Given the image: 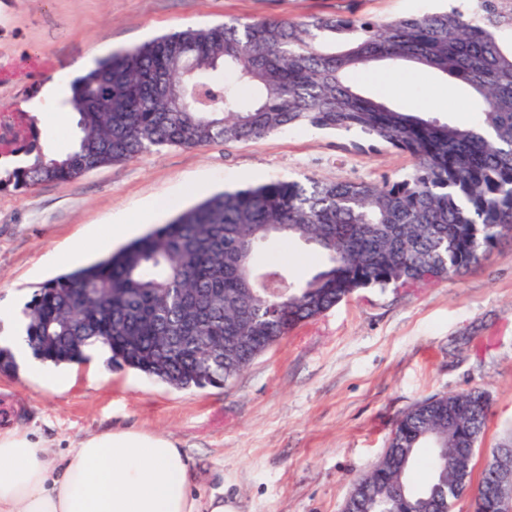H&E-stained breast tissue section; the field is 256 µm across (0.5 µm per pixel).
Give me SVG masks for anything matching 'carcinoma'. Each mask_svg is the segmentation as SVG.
<instances>
[{"label": "carcinoma", "instance_id": "1", "mask_svg": "<svg viewBox=\"0 0 512 512\" xmlns=\"http://www.w3.org/2000/svg\"><path fill=\"white\" fill-rule=\"evenodd\" d=\"M404 17L231 18L165 35L99 61L60 102L78 116L72 151L46 156L34 117L0 163V189L66 182L164 147L260 139L289 127L356 130L412 160L398 180H275L218 193L106 259L61 274L28 302L36 357L81 363L95 344L112 366L177 389L222 385L296 326L360 288L419 287L459 276L512 227V0H473ZM408 61L470 92L480 119L461 126L361 94L350 75ZM235 79L221 77L224 70ZM274 238L302 241L324 267L288 283L277 307L238 268ZM81 336L74 345L70 337ZM228 342L224 361L206 342ZM483 392L431 397L397 421L358 479L362 512H454L472 483L488 416ZM432 449L420 487L412 475Z\"/></svg>", "mask_w": 512, "mask_h": 512}]
</instances>
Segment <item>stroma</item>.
Segmentation results:
<instances>
[{"instance_id":"35a3bbf8","label":"stroma","mask_w":512,"mask_h":512,"mask_svg":"<svg viewBox=\"0 0 512 512\" xmlns=\"http://www.w3.org/2000/svg\"><path fill=\"white\" fill-rule=\"evenodd\" d=\"M441 0H0V112L33 114L40 145L69 151L78 134L45 83L69 82L93 63L186 28L230 18L311 14L398 19ZM363 93L402 112L477 122L464 86L410 66L360 75ZM410 158L355 133L295 127L259 140L168 147L64 183L0 191V307L25 306L68 271L70 245L115 224L138 234L214 192L283 178L379 182ZM308 278L323 262L299 241L255 255ZM480 390L489 416L476 466L512 447V236L463 274L421 288H367L303 324L219 387L175 389L128 368L79 376L67 389L27 370L0 373V420L58 451L104 431L162 435L191 459L201 497L223 493L230 512H342L409 408Z\"/></svg>"}]
</instances>
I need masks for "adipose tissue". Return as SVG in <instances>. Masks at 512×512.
<instances>
[{
  "mask_svg": "<svg viewBox=\"0 0 512 512\" xmlns=\"http://www.w3.org/2000/svg\"><path fill=\"white\" fill-rule=\"evenodd\" d=\"M0 512H225L200 498L190 458L175 441L135 430L98 433L54 453L0 427Z\"/></svg>",
  "mask_w": 512,
  "mask_h": 512,
  "instance_id": "obj_1",
  "label": "adipose tissue"
}]
</instances>
